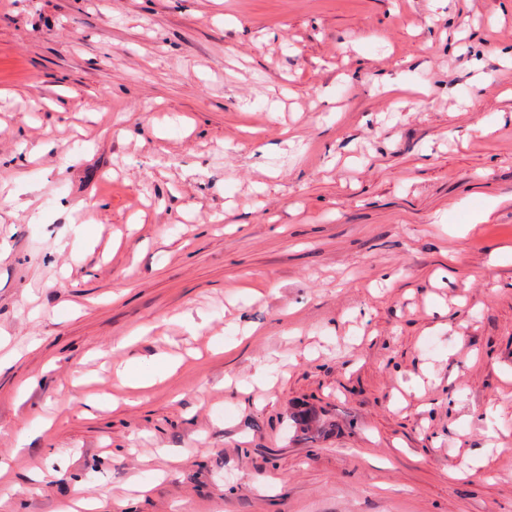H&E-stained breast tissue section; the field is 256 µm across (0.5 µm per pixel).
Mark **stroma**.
<instances>
[{
  "label": "stroma",
  "mask_w": 512,
  "mask_h": 512,
  "mask_svg": "<svg viewBox=\"0 0 512 512\" xmlns=\"http://www.w3.org/2000/svg\"><path fill=\"white\" fill-rule=\"evenodd\" d=\"M0 245V512H512V0H0Z\"/></svg>",
  "instance_id": "stroma-1"
}]
</instances>
